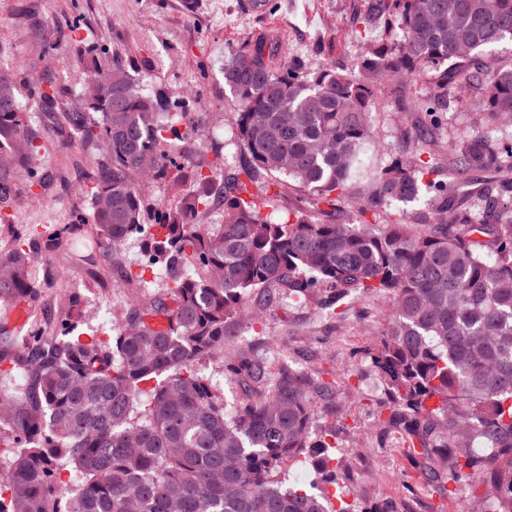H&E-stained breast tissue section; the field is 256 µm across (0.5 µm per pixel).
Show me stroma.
I'll list each match as a JSON object with an SVG mask.
<instances>
[{
  "label": "stroma",
  "instance_id": "stroma-1",
  "mask_svg": "<svg viewBox=\"0 0 512 512\" xmlns=\"http://www.w3.org/2000/svg\"><path fill=\"white\" fill-rule=\"evenodd\" d=\"M242 0H0V67L28 69L40 74L52 67L57 77L81 86L84 72L70 55L77 47L99 44L129 55L134 74L147 85L166 81L188 96L193 111L232 113L237 102L224 84V60L244 41L272 34L287 47L289 57L306 63L351 66L360 45L355 18L363 0H277L278 6L258 14L245 12ZM54 49L43 50V36ZM429 84L395 86L374 113V125L384 150L409 147V125L400 123V109H411L415 98L426 96ZM478 97L461 84L449 94L441 129L449 136L471 127ZM78 191L69 183L27 206L21 223L51 217L66 218ZM52 270L59 287L77 295L88 309L108 304L119 310L126 300L120 276L107 267L105 257L72 270L69 253L60 249L38 261ZM387 304L378 297L361 298L343 317H320L308 309L289 311L286 318L268 317L264 335L246 326L235 328L239 344L262 342L274 365L321 371L334 395L318 402V425L336 431V453L352 463L341 486L329 494L346 502L362 498L386 502L394 512H468L470 492L442 496L423 475L420 459L407 451L401 433L383 427L390 400L373 371L369 356L381 340Z\"/></svg>",
  "mask_w": 512,
  "mask_h": 512
}]
</instances>
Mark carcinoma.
I'll use <instances>...</instances> for the list:
<instances>
[{
    "label": "carcinoma",
    "mask_w": 512,
    "mask_h": 512,
    "mask_svg": "<svg viewBox=\"0 0 512 512\" xmlns=\"http://www.w3.org/2000/svg\"><path fill=\"white\" fill-rule=\"evenodd\" d=\"M353 68L284 62L249 39L224 61L237 109L239 161L205 145L224 114L192 112L165 85L147 88L128 57L81 48L74 63L106 75L73 91L51 74L0 68V512H382L334 509L327 486L348 468L334 436L311 432L321 372L273 369L238 325L294 308L342 316L363 295L388 301L371 364L394 409L386 423L417 440L424 474L469 485L481 512H512V138L456 130L438 178L430 145L456 83L478 91L486 126L512 125V0H365ZM424 80L415 148L374 146L372 112L394 84ZM66 130L89 191L63 224H18L46 196L48 133ZM291 193L288 219L261 203ZM429 196L419 231L393 203ZM215 207L222 223L202 224ZM348 218L336 222V214ZM139 245L143 261L128 270ZM71 262L106 253L128 298L106 340L83 337L77 296L31 265L60 247ZM30 312L19 327L14 311ZM208 361L245 392L233 415ZM307 463L314 490L288 482Z\"/></svg>",
    "instance_id": "1"
}]
</instances>
